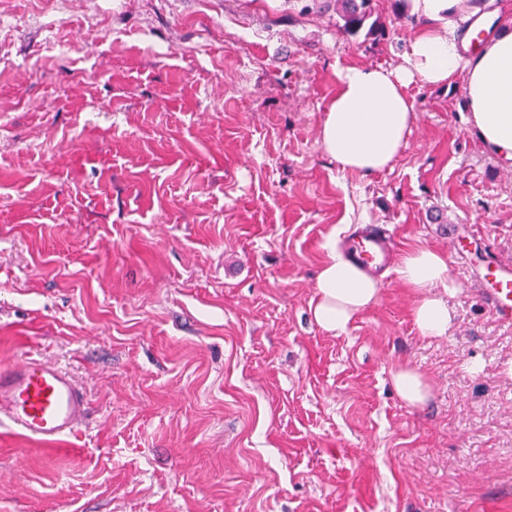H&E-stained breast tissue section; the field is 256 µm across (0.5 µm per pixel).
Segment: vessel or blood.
I'll return each instance as SVG.
<instances>
[{"instance_id": "vessel-or-blood-1", "label": "vessel or blood", "mask_w": 512, "mask_h": 512, "mask_svg": "<svg viewBox=\"0 0 512 512\" xmlns=\"http://www.w3.org/2000/svg\"><path fill=\"white\" fill-rule=\"evenodd\" d=\"M389 235L377 228L350 236L347 255L374 272L389 262ZM479 296L497 320L512 310V263H488L480 277ZM45 446L61 444L91 423L86 394L58 365L22 356L0 369V424Z\"/></svg>"}]
</instances>
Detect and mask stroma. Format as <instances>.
Returning <instances> with one entry per match:
<instances>
[{"label":"stroma","instance_id":"stroma-1","mask_svg":"<svg viewBox=\"0 0 512 512\" xmlns=\"http://www.w3.org/2000/svg\"><path fill=\"white\" fill-rule=\"evenodd\" d=\"M373 8L376 38L335 0H0V365L57 363L94 410L59 450L0 428V512H512V327L448 241L512 261V170L459 78L410 86L384 171L326 155L337 69L403 65L422 24ZM362 224L447 256V337L393 269L346 332L316 324L326 245ZM391 382L398 397L412 407L423 405L429 397L428 382L414 368L397 367L391 373Z\"/></svg>","mask_w":512,"mask_h":512}]
</instances>
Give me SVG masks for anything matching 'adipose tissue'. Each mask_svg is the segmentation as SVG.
Listing matches in <instances>:
<instances>
[{
	"label": "adipose tissue",
	"instance_id": "1",
	"mask_svg": "<svg viewBox=\"0 0 512 512\" xmlns=\"http://www.w3.org/2000/svg\"><path fill=\"white\" fill-rule=\"evenodd\" d=\"M459 0H410L412 13L429 20L410 42L403 66H351L337 73L336 94L321 128L324 151L342 171L369 177L391 166L416 120L411 84L444 86L463 77L467 122L504 165L512 166V16L500 15L494 0L477 10L496 20L495 33L473 43L453 21ZM403 284L419 297L414 322L426 338L441 339L451 327L448 303L432 293L455 290L446 257L426 246L399 258ZM380 296V283L338 249H329L316 278L311 312L325 331L340 334Z\"/></svg>",
	"mask_w": 512,
	"mask_h": 512
}]
</instances>
